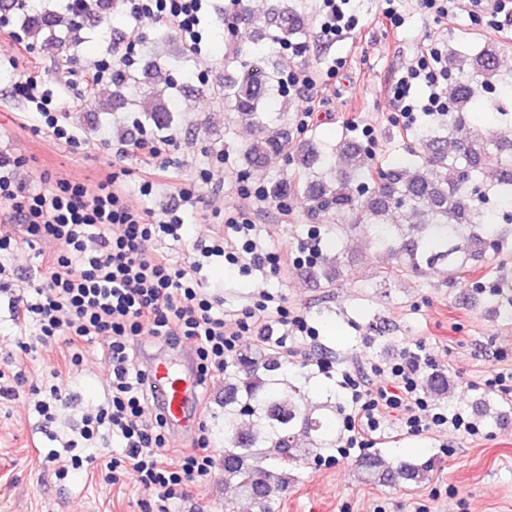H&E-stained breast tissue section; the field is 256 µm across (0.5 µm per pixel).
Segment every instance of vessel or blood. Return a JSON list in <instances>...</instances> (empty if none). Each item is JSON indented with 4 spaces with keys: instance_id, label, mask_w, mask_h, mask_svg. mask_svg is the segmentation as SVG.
<instances>
[{
    "instance_id": "obj_1",
    "label": "vessel or blood",
    "mask_w": 512,
    "mask_h": 512,
    "mask_svg": "<svg viewBox=\"0 0 512 512\" xmlns=\"http://www.w3.org/2000/svg\"><path fill=\"white\" fill-rule=\"evenodd\" d=\"M147 375L155 396L154 407L175 434L192 430L198 422L197 380L165 357L152 360Z\"/></svg>"
}]
</instances>
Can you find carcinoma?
<instances>
[{"mask_svg": "<svg viewBox=\"0 0 512 512\" xmlns=\"http://www.w3.org/2000/svg\"><path fill=\"white\" fill-rule=\"evenodd\" d=\"M118 5L119 0H89L64 14L44 0H0V13L19 14L27 38L66 52L71 61L83 43L77 18L90 9L106 14ZM306 9L305 0H271L262 13L247 0L216 8L217 22L227 30L220 96L225 124H242L253 132L241 149L240 178L264 173L286 157L295 173L275 191L298 199L318 223L331 224L348 213L353 228L371 224L369 242L388 261L390 276L434 274L468 281L487 257L512 246V125L492 133L467 123V107L480 90L512 82L499 69L509 42L484 39L464 51L448 50V69L458 78L447 114L407 130L413 159L383 170L351 140L325 143L312 132L295 142L288 108L275 109L282 89L273 57L280 49L298 56L307 51L312 30ZM241 26L251 30L250 39L237 38ZM193 59L185 48L165 63L144 55L139 67L112 75V102L100 111L138 112L154 132L168 135L176 126L169 105L173 90L192 91L172 72L190 77ZM345 249L338 240L336 251L321 254L309 266L310 277L327 285L342 280ZM424 383L437 394L448 392L442 370L427 373ZM340 415L332 398H308L301 379L290 376L287 360L265 345L247 346L232 377L224 380V483L234 485L257 512H275L291 481L288 465L297 467L336 449ZM355 466L364 481L387 486L420 484L431 470L428 461L388 462L379 454Z\"/></svg>", "mask_w": 512, "mask_h": 512, "instance_id": "obj_1", "label": "carcinoma"}]
</instances>
